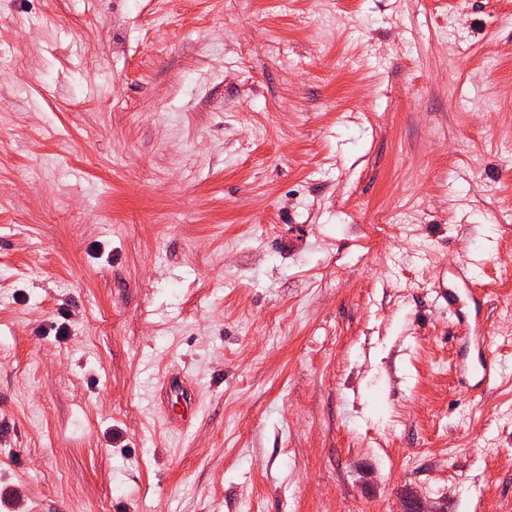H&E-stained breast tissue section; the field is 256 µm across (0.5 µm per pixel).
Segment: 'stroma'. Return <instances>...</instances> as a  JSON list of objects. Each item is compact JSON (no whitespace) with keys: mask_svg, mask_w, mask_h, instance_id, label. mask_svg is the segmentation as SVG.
<instances>
[{"mask_svg":"<svg viewBox=\"0 0 512 512\" xmlns=\"http://www.w3.org/2000/svg\"><path fill=\"white\" fill-rule=\"evenodd\" d=\"M511 311L512 0H0V512H512Z\"/></svg>","mask_w":512,"mask_h":512,"instance_id":"stroma-1","label":"stroma"}]
</instances>
